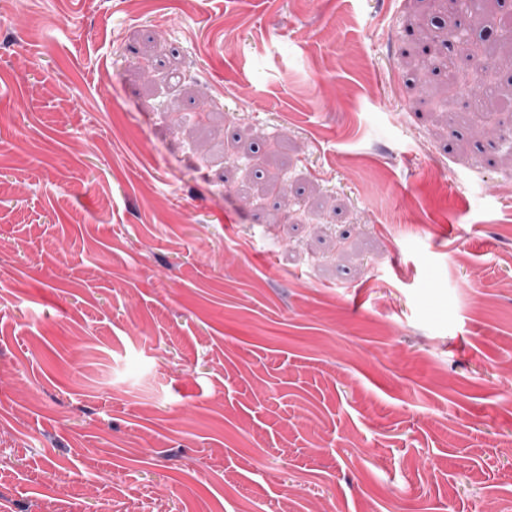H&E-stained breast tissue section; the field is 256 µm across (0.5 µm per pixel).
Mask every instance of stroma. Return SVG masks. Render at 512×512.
Listing matches in <instances>:
<instances>
[{
    "mask_svg": "<svg viewBox=\"0 0 512 512\" xmlns=\"http://www.w3.org/2000/svg\"><path fill=\"white\" fill-rule=\"evenodd\" d=\"M510 13L0 8V512H512Z\"/></svg>",
    "mask_w": 512,
    "mask_h": 512,
    "instance_id": "stroma-1",
    "label": "stroma"
}]
</instances>
